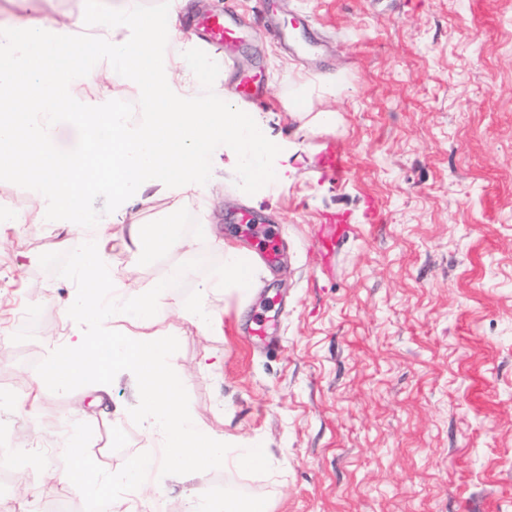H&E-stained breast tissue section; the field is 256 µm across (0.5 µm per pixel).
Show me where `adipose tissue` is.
<instances>
[{
	"label": "adipose tissue",
	"instance_id": "obj_1",
	"mask_svg": "<svg viewBox=\"0 0 512 512\" xmlns=\"http://www.w3.org/2000/svg\"><path fill=\"white\" fill-rule=\"evenodd\" d=\"M198 7L197 0H164L160 13L148 15L141 0H87L85 11L50 20L40 0H30L27 11L0 20V177L29 182L37 222L58 229L59 248L74 244L81 252L78 286L67 310L76 329L52 351L33 391L39 395L49 385L64 389L88 381L107 422L114 415L108 403L112 377H134L135 408L161 455L134 460L114 475L120 484H141L164 465L195 480L219 465L249 471L267 462L257 442L236 444L199 426L182 404L187 378L172 370V348L161 333L124 338L98 327L108 317L155 325L170 310L206 335L218 325L205 297L183 305L169 279L142 290L127 275L104 273L117 223L139 267L190 252L195 237H207L223 250L224 267L204 283L205 296L252 286L247 261L216 237L212 225H198L190 237L170 221L125 223L123 203L142 200L154 188L191 195L209 208L222 150L235 158L243 180L269 187L288 181L283 142L269 135L259 111L225 94L223 63L184 29L183 16ZM105 83L113 87L112 105L92 106L82 88ZM131 92L144 105L138 121L119 107ZM316 92L335 95L336 85L300 81L288 110L303 128L323 130L334 118L329 112L311 114ZM88 194L110 196L113 208L98 216L94 234L74 242L68 232L87 223L81 199Z\"/></svg>",
	"mask_w": 512,
	"mask_h": 512
}]
</instances>
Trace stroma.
Returning a JSON list of instances; mask_svg holds the SVG:
<instances>
[{"instance_id": "1", "label": "stroma", "mask_w": 512, "mask_h": 512, "mask_svg": "<svg viewBox=\"0 0 512 512\" xmlns=\"http://www.w3.org/2000/svg\"><path fill=\"white\" fill-rule=\"evenodd\" d=\"M248 35L224 70L234 92L258 75L270 134L289 147V181L277 192L240 179L232 160L211 219L252 264L254 287L213 298L222 319L204 335L176 313L158 326L113 322L121 336L154 330L173 340L172 368L186 374L183 403L202 427L261 441L270 464L215 467L203 494L266 499L272 512H512V0H215ZM335 80V130L299 129L287 105L297 76ZM341 145L343 180L323 174L320 153ZM257 225L234 221L239 210ZM348 217L333 259L312 240L325 214ZM282 243L267 263L258 226ZM24 270H17V261ZM77 251H58L43 224H0V512H44L66 496L93 512L112 476L153 451L136 414L133 383L112 381L109 425L94 417L84 384L29 382L59 341L77 285ZM224 257L200 240L188 256L136 268L120 225L108 264L150 286L174 268L185 303ZM281 309L274 336L247 328L266 306ZM219 371L199 369L203 356ZM85 437L91 482L70 491L74 432ZM121 439L123 451L105 449ZM191 481L172 473L151 487L116 489L118 512L181 505Z\"/></svg>"}]
</instances>
